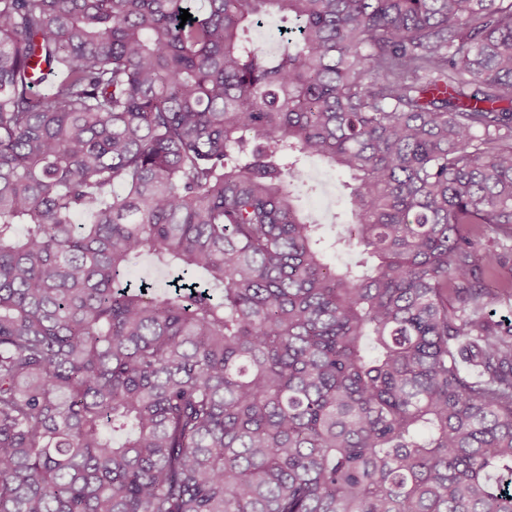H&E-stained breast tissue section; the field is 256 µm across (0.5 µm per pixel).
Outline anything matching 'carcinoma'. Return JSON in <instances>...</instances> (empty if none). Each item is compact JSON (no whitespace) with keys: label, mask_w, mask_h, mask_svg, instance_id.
<instances>
[{"label":"carcinoma","mask_w":512,"mask_h":512,"mask_svg":"<svg viewBox=\"0 0 512 512\" xmlns=\"http://www.w3.org/2000/svg\"><path fill=\"white\" fill-rule=\"evenodd\" d=\"M491 244L512 0H0V512H512ZM311 173L314 178L324 184L325 193L331 199V205L324 213L330 216L335 212L340 218L339 222L350 221L349 205L343 195V189L340 186L336 171L331 170L324 163L318 161L312 164Z\"/></svg>","instance_id":"cac0c4a2"}]
</instances>
